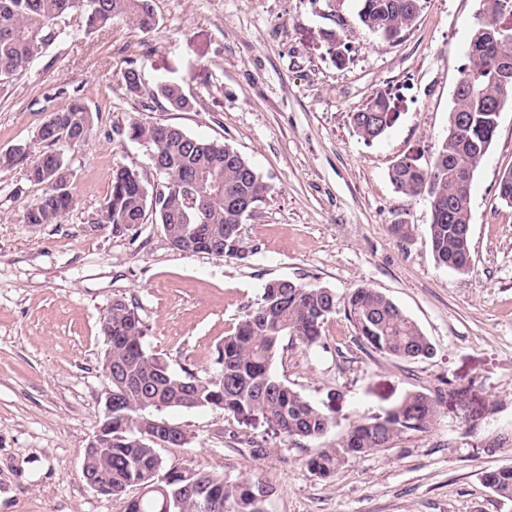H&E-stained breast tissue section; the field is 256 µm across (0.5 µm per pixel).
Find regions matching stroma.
I'll return each mask as SVG.
<instances>
[{"mask_svg": "<svg viewBox=\"0 0 512 512\" xmlns=\"http://www.w3.org/2000/svg\"><path fill=\"white\" fill-rule=\"evenodd\" d=\"M152 4L148 29L129 16L90 32L73 13L43 58L0 84V154L35 144L66 104L63 84L81 87L94 118L88 144L63 150L74 203L60 223H25L43 187L23 167L0 168V512H121L82 476L103 415L101 325L113 299L135 306L148 354L173 373L211 376L225 335L276 279L339 295L374 289L434 352L412 362L379 353L336 312L319 343L285 339L272 366L334 427L298 441L219 408L165 409L191 438L158 448L167 466L260 476L274 489L266 512H512L482 481L512 465V206L497 195L512 169V105L472 181L468 272L436 263L428 196L401 194L388 177L406 157L428 166L447 133L480 0H423L416 25L390 41L363 27L358 0ZM131 61L144 95L174 82L193 110L160 98L144 109L121 81ZM379 93L395 121L366 141L351 116ZM135 119L222 141L263 176L270 192L242 221L243 258L177 251L152 221L124 234L94 228L113 167L161 180L146 147L114 133ZM396 224L414 230L403 238ZM414 391L438 400L430 429L335 477L309 470L311 456Z\"/></svg>", "mask_w": 512, "mask_h": 512, "instance_id": "obj_1", "label": "stroma"}]
</instances>
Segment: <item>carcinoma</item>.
Wrapping results in <instances>:
<instances>
[{"label":"carcinoma","instance_id":"carcinoma-1","mask_svg":"<svg viewBox=\"0 0 512 512\" xmlns=\"http://www.w3.org/2000/svg\"><path fill=\"white\" fill-rule=\"evenodd\" d=\"M480 2L470 42L477 53H469L449 113L448 134L430 168L404 159L389 171L402 194L417 196L433 187L441 204L427 227L434 258L460 273L471 265V236L466 232L471 199L460 182L474 176L495 137L501 112L512 103V83L502 84V73L512 71V40L506 39L512 28L495 33L493 40L488 35L501 16L512 14V0ZM81 8L90 30L104 28L120 15H134L145 27L155 23L151 0H0V82L40 58L59 36L60 22ZM420 9L421 0H360L358 16L371 33L392 40L412 28ZM121 77L130 95L143 96L141 70L135 62ZM153 96L162 98L171 111L194 108L176 84H159ZM69 98L66 108L47 115L38 128L36 141L43 150L33 154L28 146L19 145L0 156V166L21 165L30 181L43 185L41 196L26 210L27 224H56L73 205L72 181L56 178L58 172L69 170L56 146L85 143L93 115L80 89ZM351 121L361 138L380 137L393 121L388 99L377 94L352 114ZM122 134L146 144L150 155L157 156L152 166L164 182L152 185L135 168L112 169L110 193L96 223L123 234L152 217L168 239L186 245L185 251L207 255L212 254L209 240L195 228L210 227L224 233L220 257L237 258L245 252L239 234L245 214L236 202L251 209L269 193V185L245 157L223 142L189 135L171 124L133 121ZM339 309L357 335L385 355L415 361L433 353L419 325L380 292L357 287L339 296L328 288L280 279L265 285L260 300L224 337L217 376L200 377L187 370L178 375L160 368L143 349L135 307L123 298L114 299L102 334L112 341V406L123 419L114 420L112 441L88 455L86 470L111 471L114 496L127 487L140 489V494L124 499L122 512H167L168 502L178 503L181 512H200L205 503L211 512H265L272 488L258 477L230 481L215 473L167 467L155 449L145 447L147 437L165 430L151 411L216 407L242 418L260 415L290 439L324 435L333 417L278 380L272 365L287 336L307 346L319 343L324 324ZM437 413L432 396L411 392L382 420L354 426L336 447L309 458L308 467L321 478H331L350 459L390 448L408 432L430 428ZM483 481L496 496L512 501V466L485 472Z\"/></svg>","mask_w":512,"mask_h":512}]
</instances>
